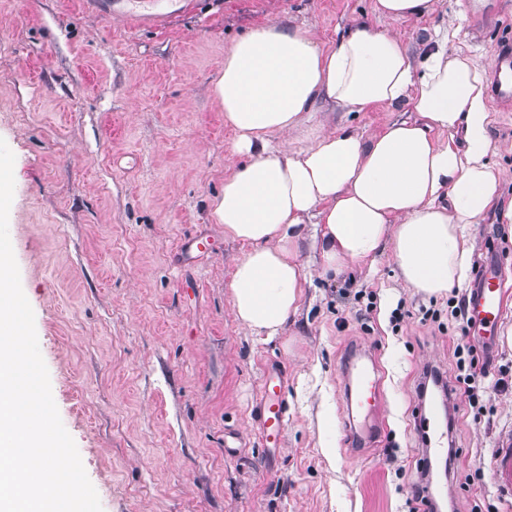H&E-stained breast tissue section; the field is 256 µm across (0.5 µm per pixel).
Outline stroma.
I'll list each match as a JSON object with an SVG mask.
<instances>
[{
    "label": "stroma",
    "instance_id": "stroma-1",
    "mask_svg": "<svg viewBox=\"0 0 512 512\" xmlns=\"http://www.w3.org/2000/svg\"><path fill=\"white\" fill-rule=\"evenodd\" d=\"M374 0H0V138L15 156L9 235L34 314L60 418L103 512H409L410 473L424 450L417 386L424 365L454 380L457 353L484 343L448 297L406 286L390 254L322 274L307 225L299 260L310 279L298 313L273 340L240 326L227 285L245 250L224 236L213 201L235 162L234 131L211 87L224 49L278 19L323 44L353 20L399 32L410 49L460 22L451 50L490 65L512 40V0H437L392 20ZM491 164L512 200V107L489 105ZM412 105L354 112L369 136ZM211 253L181 263V241ZM473 264L512 275V223L489 211L469 230ZM372 293V302L356 299ZM405 310L393 322L395 309ZM512 295L489 346L479 401H461L433 459L437 512L502 507L490 481L512 430ZM365 348L381 379L386 428L357 454L345 432V362ZM285 369L282 448L262 447L253 419L263 371Z\"/></svg>",
    "mask_w": 512,
    "mask_h": 512
}]
</instances>
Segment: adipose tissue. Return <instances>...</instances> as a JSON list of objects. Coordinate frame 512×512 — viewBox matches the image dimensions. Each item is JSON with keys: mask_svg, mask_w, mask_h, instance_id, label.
Masks as SVG:
<instances>
[{"mask_svg": "<svg viewBox=\"0 0 512 512\" xmlns=\"http://www.w3.org/2000/svg\"><path fill=\"white\" fill-rule=\"evenodd\" d=\"M237 133L213 216L245 243L228 284L235 319L267 339L300 308L298 261L310 218L322 226L323 271L390 252L402 280L443 296L470 267L466 226L499 200L489 162L486 70L447 39L412 54L399 34L354 22L335 43L271 21L224 51L212 87ZM411 102L418 118L366 137L332 112Z\"/></svg>", "mask_w": 512, "mask_h": 512, "instance_id": "ef3b65f1", "label": "adipose tissue"}]
</instances>
